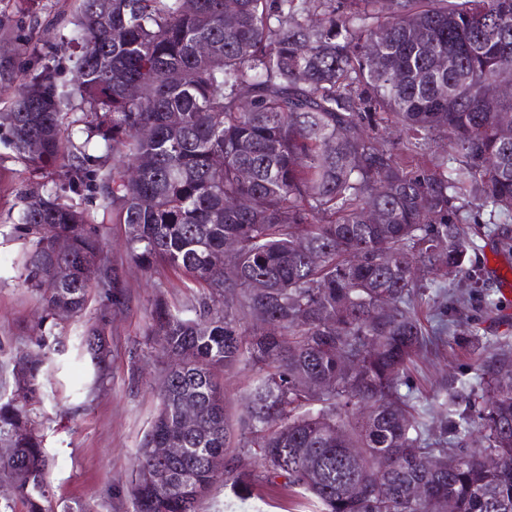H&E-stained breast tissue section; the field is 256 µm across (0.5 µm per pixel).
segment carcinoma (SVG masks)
Instances as JSON below:
<instances>
[{
  "label": "carcinoma",
  "mask_w": 512,
  "mask_h": 512,
  "mask_svg": "<svg viewBox=\"0 0 512 512\" xmlns=\"http://www.w3.org/2000/svg\"><path fill=\"white\" fill-rule=\"evenodd\" d=\"M200 40L211 53L194 51ZM69 43L72 86L53 64L20 77L0 56V83L21 79L0 125L30 168L94 188L137 264H164L212 298L194 318L155 307L170 367L137 452L134 512H196L224 477L281 478L317 512H512V348L472 338L474 377L448 385L451 432L430 433L401 392L412 359L450 333L447 313L429 330L417 308L455 303L448 276L475 248L468 225L512 219V83L499 79L512 69V0H78ZM69 107L79 144L62 128ZM21 198L24 282L59 352L54 329L88 301L83 265L100 267L114 305L123 273L58 192ZM83 345L105 377V336L91 329ZM45 357L19 355L14 390L0 394V468L16 476L0 512L16 499L52 512L32 417ZM242 362L261 371L239 439L259 448V475L239 457L221 473L208 465L230 431L224 372ZM322 379L333 387L310 394ZM162 446L182 452H147ZM159 469L170 483L146 479Z\"/></svg>",
  "instance_id": "cac0c4a2"
}]
</instances>
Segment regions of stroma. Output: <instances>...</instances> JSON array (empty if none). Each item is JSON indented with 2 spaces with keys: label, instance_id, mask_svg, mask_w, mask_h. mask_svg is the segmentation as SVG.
<instances>
[{
  "label": "stroma",
  "instance_id": "1",
  "mask_svg": "<svg viewBox=\"0 0 512 512\" xmlns=\"http://www.w3.org/2000/svg\"><path fill=\"white\" fill-rule=\"evenodd\" d=\"M76 0H0V55L9 56L17 72H25L39 58L55 54L59 80L72 84L75 74L67 60V38L75 21ZM35 173L0 127V391L13 385L12 360L34 348L42 315L37 296L21 274L30 237L19 222L21 185L50 182ZM62 202L89 215L111 262L126 268V286L119 305H112L102 289L89 290L81 316L70 320L63 336L68 353L60 368L41 377L44 399L35 408L48 453L45 483L55 512H133L130 495L135 457L160 409V388L168 368L151 314L156 302L187 309L204 297L200 288L162 267L142 269L130 263L124 249L126 227L112 221L98 195L86 189L66 191ZM476 249L465 280L474 295L472 307L449 312L458 323L456 338L438 351L414 360L407 373L409 393L423 421L439 431L448 414L445 403L450 378L467 380L473 370L463 339L482 337L491 346L512 345V322L506 312L512 301L500 292L486 260L498 254L512 263V224H480ZM99 328L110 344L109 369L97 382L90 360L76 348L87 328ZM257 367L241 364L224 376V412L237 422L254 381ZM198 512H309L305 500L279 486L256 484L245 489L232 482H216L200 500Z\"/></svg>",
  "mask_w": 512,
  "mask_h": 512
}]
</instances>
